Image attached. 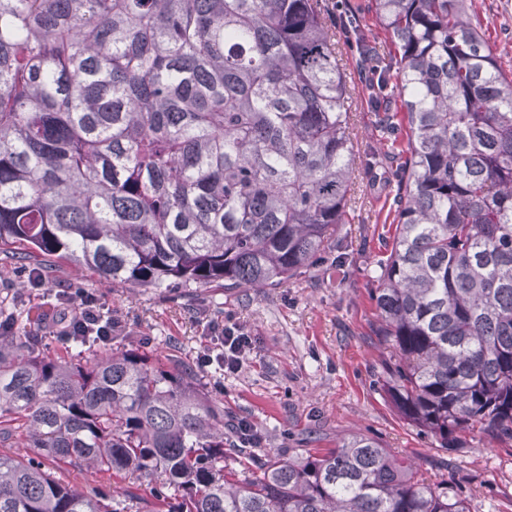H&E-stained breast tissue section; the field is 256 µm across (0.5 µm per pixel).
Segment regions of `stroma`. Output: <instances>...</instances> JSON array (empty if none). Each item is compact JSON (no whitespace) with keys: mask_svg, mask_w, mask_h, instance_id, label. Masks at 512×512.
Here are the masks:
<instances>
[{"mask_svg":"<svg viewBox=\"0 0 512 512\" xmlns=\"http://www.w3.org/2000/svg\"><path fill=\"white\" fill-rule=\"evenodd\" d=\"M472 5L489 46L512 65V0ZM336 52L352 99L355 149L373 150L378 143L369 82L350 43L338 41ZM393 196L389 178L356 169L349 223L339 225L310 270L276 288L228 292L216 282L115 287L61 261L47 266L43 286L35 288L24 268L7 259L0 261V298L21 299L36 328L53 313L57 293L75 287L93 292L121 324L118 344L135 342L178 359L223 407L225 419L255 425L258 455L316 453L363 434L414 463L428 481L448 483L470 512H512V448L481 440L460 452L445 451L403 419L376 382L384 348L370 334L369 288L392 246L394 227L386 216ZM213 324L240 325L253 340L237 373L199 365Z\"/></svg>","mask_w":512,"mask_h":512,"instance_id":"1","label":"stroma"}]
</instances>
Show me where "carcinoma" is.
I'll use <instances>...</instances> for the list:
<instances>
[{"label": "carcinoma", "mask_w": 512, "mask_h": 512, "mask_svg": "<svg viewBox=\"0 0 512 512\" xmlns=\"http://www.w3.org/2000/svg\"><path fill=\"white\" fill-rule=\"evenodd\" d=\"M470 2L372 0L386 63L342 27L369 49L378 142L393 96L408 127L370 288L378 380L447 451L512 447V71ZM348 100L323 0H0V253L132 288L285 284L350 209ZM1 319L0 512H467L369 436L259 459L171 358L95 335L49 357ZM47 460L123 476V499Z\"/></svg>", "instance_id": "1"}]
</instances>
